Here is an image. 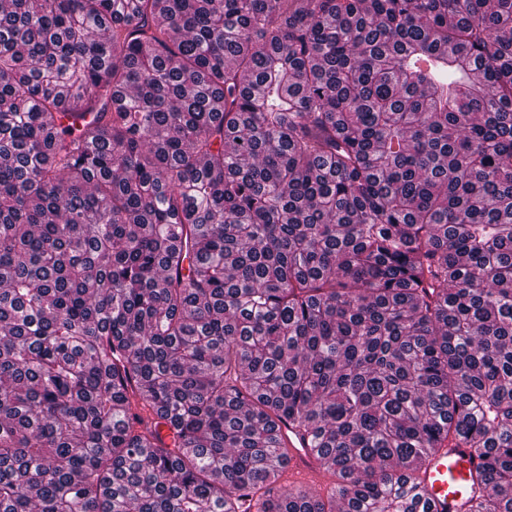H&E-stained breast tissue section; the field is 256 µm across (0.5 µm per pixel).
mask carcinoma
Wrapping results in <instances>:
<instances>
[{
  "instance_id": "carcinoma-1",
  "label": "carcinoma",
  "mask_w": 512,
  "mask_h": 512,
  "mask_svg": "<svg viewBox=\"0 0 512 512\" xmlns=\"http://www.w3.org/2000/svg\"><path fill=\"white\" fill-rule=\"evenodd\" d=\"M449 447L512 512V0H0V512H429ZM280 439L291 449V457L288 467L282 473V480L288 485L309 486L321 481L322 473L319 465L310 463L312 454L309 448H305L299 436H295L294 430L282 425L279 430Z\"/></svg>"
}]
</instances>
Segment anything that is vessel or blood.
I'll use <instances>...</instances> for the list:
<instances>
[{"mask_svg": "<svg viewBox=\"0 0 512 512\" xmlns=\"http://www.w3.org/2000/svg\"><path fill=\"white\" fill-rule=\"evenodd\" d=\"M280 439L288 445L291 457L282 473L289 485L308 486L321 481L319 465L294 430L281 427ZM479 468L478 459L467 448H445L426 463L420 488L432 512H464L469 484Z\"/></svg>", "mask_w": 512, "mask_h": 512, "instance_id": "vessel-or-blood-1", "label": "vessel or blood"}]
</instances>
